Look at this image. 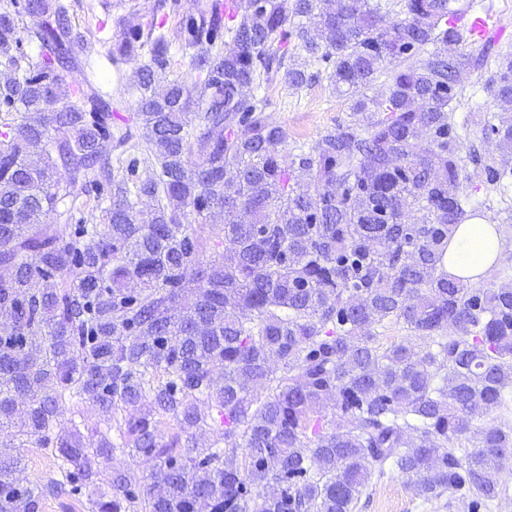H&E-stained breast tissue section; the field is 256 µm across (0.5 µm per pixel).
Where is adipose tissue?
Returning a JSON list of instances; mask_svg holds the SVG:
<instances>
[{
    "mask_svg": "<svg viewBox=\"0 0 512 512\" xmlns=\"http://www.w3.org/2000/svg\"><path fill=\"white\" fill-rule=\"evenodd\" d=\"M503 251L499 225L482 218L459 224L448 240L444 269L448 276L467 284L484 278L497 264Z\"/></svg>",
    "mask_w": 512,
    "mask_h": 512,
    "instance_id": "1",
    "label": "adipose tissue"
}]
</instances>
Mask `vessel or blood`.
<instances>
[{"label":"vessel or blood","mask_w":512,"mask_h":512,"mask_svg":"<svg viewBox=\"0 0 512 512\" xmlns=\"http://www.w3.org/2000/svg\"><path fill=\"white\" fill-rule=\"evenodd\" d=\"M446 25L473 45L498 44L507 37L500 16L483 0H456L448 11Z\"/></svg>","instance_id":"b4317fda"}]
</instances>
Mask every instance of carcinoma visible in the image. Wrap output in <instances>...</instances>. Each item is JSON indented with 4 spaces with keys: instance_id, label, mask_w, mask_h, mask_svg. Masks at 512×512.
<instances>
[{
    "instance_id": "cac0c4a2",
    "label": "carcinoma",
    "mask_w": 512,
    "mask_h": 512,
    "mask_svg": "<svg viewBox=\"0 0 512 512\" xmlns=\"http://www.w3.org/2000/svg\"><path fill=\"white\" fill-rule=\"evenodd\" d=\"M236 0L231 41L208 10L186 23L204 75L197 98L163 76L170 42L152 39L136 123L151 151L120 179L112 103L78 90L87 56L61 0L0 6V512H43L48 498L90 512H352L374 473L397 472L427 501L448 493L480 512L512 458V283L470 288L443 257L474 210L459 184L449 106L468 58L438 27L448 0ZM332 62L354 122L282 164L285 129L245 86L312 80L288 32ZM36 43L37 56L23 42ZM139 35L109 52L138 56ZM385 91L367 94L385 63ZM494 96L512 109V57ZM40 115L38 119L30 114ZM471 153L490 185L512 168V123L483 124ZM152 175L137 176L139 164ZM64 169L68 180L55 179ZM110 187L91 224L43 218L77 184ZM222 216L224 251L189 224ZM400 324L415 340L380 336ZM333 402L328 420L322 405ZM98 408L118 446L65 418ZM224 446L205 445L211 410ZM53 448L60 478L23 483L20 449ZM246 452L241 454L239 449Z\"/></svg>"
}]
</instances>
